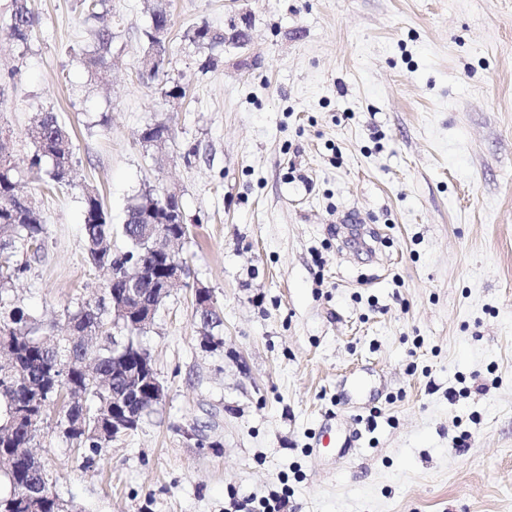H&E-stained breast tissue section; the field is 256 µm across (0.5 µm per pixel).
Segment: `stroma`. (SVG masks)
I'll use <instances>...</instances> for the list:
<instances>
[{
  "instance_id": "stroma-1",
  "label": "stroma",
  "mask_w": 512,
  "mask_h": 512,
  "mask_svg": "<svg viewBox=\"0 0 512 512\" xmlns=\"http://www.w3.org/2000/svg\"><path fill=\"white\" fill-rule=\"evenodd\" d=\"M31 0L0 30V140L47 228L9 299L45 322L101 294L85 185L113 224L176 190L189 268L144 333L165 405L93 453L50 408L33 442L74 512H512V0ZM223 43L191 42L200 25ZM113 33L112 65L83 63ZM185 97H166L170 81ZM74 181L28 172L36 113ZM173 133L143 146L151 122ZM223 311L204 348L194 289ZM201 426V440L182 431ZM28 0H12V9L5 30L11 39L27 42L32 36L35 16ZM164 0H151L149 6L150 24L145 30L147 47L144 51L142 69L154 76L162 67L168 54L170 34L169 3Z\"/></svg>"
}]
</instances>
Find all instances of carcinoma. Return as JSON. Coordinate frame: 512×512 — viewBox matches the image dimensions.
I'll return each instance as SVG.
<instances>
[{"label": "carcinoma", "instance_id": "carcinoma-1", "mask_svg": "<svg viewBox=\"0 0 512 512\" xmlns=\"http://www.w3.org/2000/svg\"><path fill=\"white\" fill-rule=\"evenodd\" d=\"M150 24L145 30L147 47L143 61L148 75H155L168 54L170 34L169 3L151 0ZM35 16L28 0H12V9L5 30L10 38L26 42L32 36ZM192 40L197 43H222L224 36L201 25L194 29ZM112 31L98 29L94 34V49L84 58L91 69L105 67L109 61ZM36 143L30 158V171L40 181L55 187L71 185L73 143L65 125L54 112H39L28 129ZM172 138L171 128L163 122L148 123L141 132V141L157 150ZM183 213L179 196L157 194L154 190L142 195V201L126 215L124 225L112 224L96 188L87 185L83 193L84 247L89 262L99 268L115 270V277L103 284L102 297L85 302L73 311H66L63 320L46 330L43 323L29 311L10 306L6 301L14 281L29 269L26 263L13 260L18 250L38 257L45 253L47 241L40 212L32 199L19 192L18 180L8 152L0 142V344H14L20 352L21 370L0 371V445L9 448H29L39 424L30 420L33 388L42 381L67 373L74 389L65 391L57 385L43 395V407L61 404L58 424L64 436L76 447H88L94 453L112 442V428L99 427L112 414V367L115 366L112 335L127 337V330L112 329V292L128 287L130 264L143 254L139 249L142 237L153 239L147 223L160 224L168 220L164 231L168 236H185L182 225L175 223ZM124 236L131 241L125 250L112 248V238ZM145 255V254H143ZM148 262L161 266L165 256L154 251L145 255ZM203 347L217 348L223 341L214 330L223 325L222 310L213 304L212 310L195 315ZM75 330L81 343L70 346L65 332ZM65 371H59V367ZM16 472L0 460V480L10 486V492L0 494V512H58L64 504L52 481H47L43 506L35 509L14 481Z\"/></svg>", "mask_w": 512, "mask_h": 512}]
</instances>
